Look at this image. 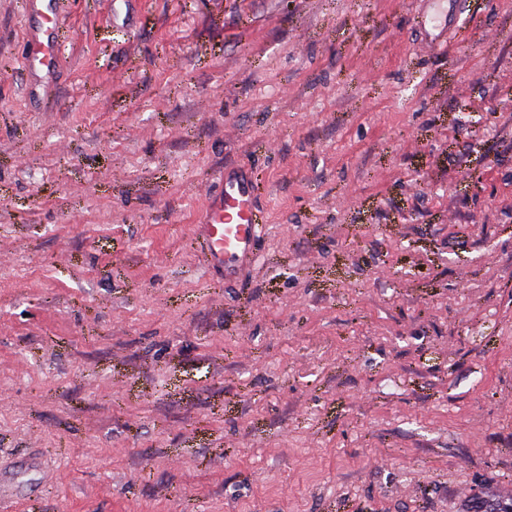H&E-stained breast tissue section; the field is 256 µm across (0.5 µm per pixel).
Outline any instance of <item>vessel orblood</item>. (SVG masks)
Instances as JSON below:
<instances>
[{"label": "vessel or blood", "instance_id": "vessel-or-blood-1", "mask_svg": "<svg viewBox=\"0 0 512 512\" xmlns=\"http://www.w3.org/2000/svg\"><path fill=\"white\" fill-rule=\"evenodd\" d=\"M24 9L36 22L24 57L33 75L50 71L58 53V29L51 0H23ZM221 188L209 197L199 234L205 262L233 280L254 259L258 229L264 219L257 203V184L248 171L227 167L217 174Z\"/></svg>", "mask_w": 512, "mask_h": 512}]
</instances>
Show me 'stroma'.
Wrapping results in <instances>:
<instances>
[{"instance_id": "1", "label": "stroma", "mask_w": 512, "mask_h": 512, "mask_svg": "<svg viewBox=\"0 0 512 512\" xmlns=\"http://www.w3.org/2000/svg\"><path fill=\"white\" fill-rule=\"evenodd\" d=\"M137 3L56 0L35 83L0 0V512L512 501V0ZM217 179L220 192L209 197L198 232L206 265L224 272V280L230 281L254 259L258 229L264 219L251 173L224 166Z\"/></svg>"}]
</instances>
